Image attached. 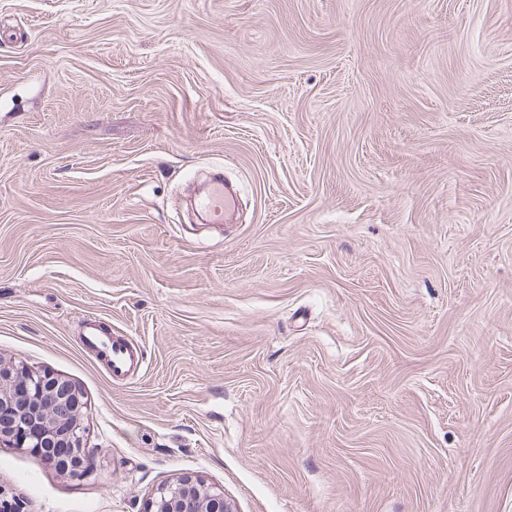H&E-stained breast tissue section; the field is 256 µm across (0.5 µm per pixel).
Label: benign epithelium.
<instances>
[{"instance_id": "7a95c632", "label": "benign epithelium", "mask_w": 512, "mask_h": 512, "mask_svg": "<svg viewBox=\"0 0 512 512\" xmlns=\"http://www.w3.org/2000/svg\"><path fill=\"white\" fill-rule=\"evenodd\" d=\"M84 402L78 388L49 371L0 356V440L16 448H44L55 469L82 475L90 455L82 448ZM144 512H232L224 490L200 477L159 484Z\"/></svg>"}]
</instances>
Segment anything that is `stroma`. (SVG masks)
<instances>
[{"label": "stroma", "instance_id": "obj_1", "mask_svg": "<svg viewBox=\"0 0 512 512\" xmlns=\"http://www.w3.org/2000/svg\"><path fill=\"white\" fill-rule=\"evenodd\" d=\"M0 355L93 454L0 512H512V0H0ZM231 195L229 187H224V179L219 175L214 176L207 190L196 203V207L204 217L203 221L209 224H223L224 207L225 216H227ZM83 336L84 343L87 346L92 348H101L103 352L108 355L112 374L114 376L124 377L136 366L130 349L117 342L108 344L102 337L105 336V333L102 330H99L95 324L89 325ZM143 512H231L224 490L200 477L183 476L159 484Z\"/></svg>", "mask_w": 512, "mask_h": 512}]
</instances>
